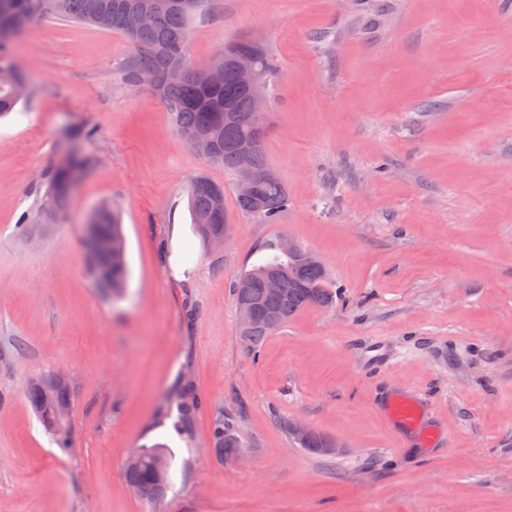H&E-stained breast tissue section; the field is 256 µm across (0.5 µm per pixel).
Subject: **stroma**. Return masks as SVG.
<instances>
[{
    "label": "stroma",
    "instance_id": "1",
    "mask_svg": "<svg viewBox=\"0 0 512 512\" xmlns=\"http://www.w3.org/2000/svg\"><path fill=\"white\" fill-rule=\"evenodd\" d=\"M189 32L196 65L245 37L278 62L264 124L288 187L278 223L243 214L236 175L130 81L125 35L40 21L0 53L29 81L0 118V512H512V0H208ZM69 128L94 129L81 147L97 163L31 247L21 217ZM201 174L224 186L217 247L188 208ZM103 203L127 241L115 302L83 269L80 229ZM284 239L324 261L336 303L254 358L232 284ZM186 369L207 403L190 442L157 415ZM59 371L74 385L65 454L27 396ZM396 391L433 439L388 418ZM222 412L244 461L204 445ZM288 419L341 451L299 448ZM155 442L173 462L149 506L124 464Z\"/></svg>",
    "mask_w": 512,
    "mask_h": 512
}]
</instances>
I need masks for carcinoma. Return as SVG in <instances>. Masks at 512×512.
Instances as JSON below:
<instances>
[{"label": "carcinoma", "instance_id": "obj_1", "mask_svg": "<svg viewBox=\"0 0 512 512\" xmlns=\"http://www.w3.org/2000/svg\"><path fill=\"white\" fill-rule=\"evenodd\" d=\"M158 2L160 0H0V51L36 21L64 19L122 33L134 50L130 70L132 82H138L142 75L155 79L153 92L172 113L181 135L199 127L209 128L219 151L206 155V158L235 171L238 158L232 151V144L253 133V129L225 116L224 106L246 115L252 112L251 99L242 90L233 69L224 68L222 85L210 88L201 79V69L194 67L188 58V27L207 0H186L185 7L166 9L160 12L155 23H145L143 10ZM240 51L255 54L260 75L271 80L275 71L271 54L264 44L249 38L224 46L210 65H222L225 53ZM20 102L21 98L12 86L0 83V117L14 111ZM94 165L95 158L82 151L68 163L59 164L51 170L46 177L48 191L39 206L43 221L48 222L65 210L76 184ZM218 192H224V186L205 175L197 177L190 190L192 223L206 244L224 240L229 230L224 222L225 210L215 206L214 196ZM237 204L242 212L259 218L263 223L276 224L288 208V188L278 177L266 179L257 186V203L239 199ZM94 224L104 242L123 235L122 224L110 204L96 209ZM306 253L307 249L299 244L296 252L286 255V259L276 257L257 265L234 282L236 297L240 295L241 283H249V296L260 309L249 328H238V338L247 353L257 354L266 339L298 313L309 308H325L336 301V286L330 280L325 265L306 262ZM84 264L86 275L98 293L114 301L123 296L129 274L127 257H112L103 251L94 258L84 259ZM269 273L288 275L291 280L288 294L266 286L264 276ZM27 392L40 423L52 436L57 448L67 451L72 444L70 423L59 420L58 411L70 407L71 385L55 384L45 378L31 382ZM204 405L205 401L184 372L179 389L166 399L160 412L169 415L172 409H177L173 426L179 434L189 437L193 418ZM210 437L213 446L226 456L242 447L236 421L223 413L214 419ZM329 442L330 438L317 430L295 440L313 455L328 447ZM138 453L142 463L135 469H125L126 481L139 499L152 504L155 497L165 495L166 489L154 484L149 463L156 455L169 461L171 453L162 443L143 446Z\"/></svg>", "mask_w": 512, "mask_h": 512}]
</instances>
